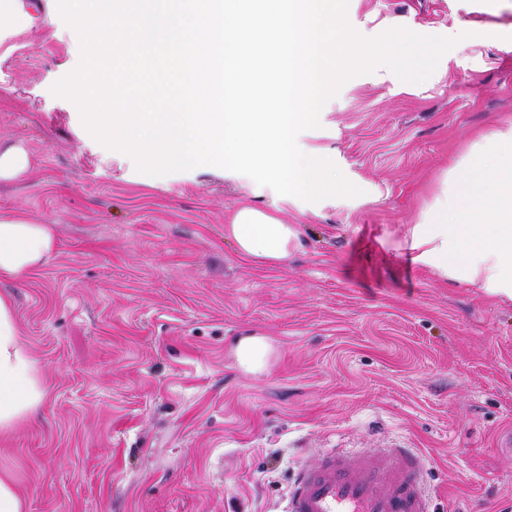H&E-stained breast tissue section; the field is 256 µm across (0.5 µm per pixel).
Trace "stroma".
Masks as SVG:
<instances>
[{
	"mask_svg": "<svg viewBox=\"0 0 512 512\" xmlns=\"http://www.w3.org/2000/svg\"><path fill=\"white\" fill-rule=\"evenodd\" d=\"M0 147L28 172L0 215L50 225L55 250L0 282L45 395L0 436L24 512H284L327 450H416L435 512H512V300L410 263L404 240L447 177L512 127V0H348L372 39L457 38L424 82H345L297 138L360 188L283 201L210 165L138 171L52 87L81 60L57 0H9ZM255 206L294 225L281 265L224 235ZM261 338L262 371L235 342Z\"/></svg>",
	"mask_w": 512,
	"mask_h": 512,
	"instance_id": "stroma-1",
	"label": "stroma"
}]
</instances>
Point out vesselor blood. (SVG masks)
Here are the masks:
<instances>
[{"instance_id": "1", "label": "vessel or blood", "mask_w": 512, "mask_h": 512, "mask_svg": "<svg viewBox=\"0 0 512 512\" xmlns=\"http://www.w3.org/2000/svg\"><path fill=\"white\" fill-rule=\"evenodd\" d=\"M285 512H434L415 456L376 449L347 462L328 451L302 466Z\"/></svg>"}]
</instances>
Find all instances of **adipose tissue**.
Returning <instances> with one entry per match:
<instances>
[{
    "instance_id": "adipose-tissue-1",
    "label": "adipose tissue",
    "mask_w": 512,
    "mask_h": 512,
    "mask_svg": "<svg viewBox=\"0 0 512 512\" xmlns=\"http://www.w3.org/2000/svg\"><path fill=\"white\" fill-rule=\"evenodd\" d=\"M453 182L409 231L414 262L512 297V134L496 137L493 155H473ZM226 232L242 256L259 264L282 262L299 245L293 225L255 208L238 209ZM54 247L49 225L0 215V281L43 264ZM44 394L19 336L13 299L0 294V432L29 420Z\"/></svg>"
}]
</instances>
